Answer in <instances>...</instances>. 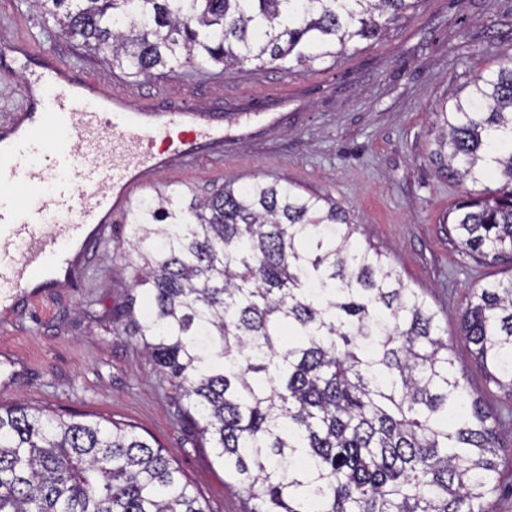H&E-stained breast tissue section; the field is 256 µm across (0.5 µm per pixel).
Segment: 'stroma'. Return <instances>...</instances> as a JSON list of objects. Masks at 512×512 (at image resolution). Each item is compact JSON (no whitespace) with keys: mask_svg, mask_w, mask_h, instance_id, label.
Instances as JSON below:
<instances>
[{"mask_svg":"<svg viewBox=\"0 0 512 512\" xmlns=\"http://www.w3.org/2000/svg\"><path fill=\"white\" fill-rule=\"evenodd\" d=\"M22 37L33 52H55L137 101L183 99L247 117L225 128L222 155L175 164L145 193L172 184L205 197L227 182L265 178L332 197L356 224V240L387 252L438 311L468 388L494 413L512 416V400L458 339L471 289L494 269L449 233L446 215L465 188L438 174L429 156L432 112L463 83L458 58L470 56L478 72L512 48V0H426L381 38L288 76L264 69L257 80L250 65L223 74L186 66L136 82L112 68L107 52L59 34L25 0H0V42ZM125 241V227L114 222L89 251L79 285L45 289L37 302L0 313V404L136 426L178 462L207 512H243L214 449L202 445L174 387L127 331L133 271L117 251Z\"/></svg>","mask_w":512,"mask_h":512,"instance_id":"obj_1","label":"stroma"}]
</instances>
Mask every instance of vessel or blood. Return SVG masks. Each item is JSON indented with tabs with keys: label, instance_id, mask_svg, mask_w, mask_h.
Returning <instances> with one entry per match:
<instances>
[{
	"label": "vessel or blood",
	"instance_id": "obj_1",
	"mask_svg": "<svg viewBox=\"0 0 512 512\" xmlns=\"http://www.w3.org/2000/svg\"><path fill=\"white\" fill-rule=\"evenodd\" d=\"M36 62L20 108L0 124V188L30 191L25 202L0 203V302L15 305L35 301L52 272L77 279L72 244L129 210L161 171L224 145L223 113L138 103L53 53ZM51 216L60 223L50 232Z\"/></svg>",
	"mask_w": 512,
	"mask_h": 512
}]
</instances>
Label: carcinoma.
Wrapping results in <instances>:
<instances>
[{
  "mask_svg": "<svg viewBox=\"0 0 512 512\" xmlns=\"http://www.w3.org/2000/svg\"><path fill=\"white\" fill-rule=\"evenodd\" d=\"M147 81L188 64L292 67L379 38L423 0H28ZM434 111L436 171L469 253L512 272V52ZM133 335L179 391L244 512H496L499 419L468 390L438 312L325 195L257 178L164 187L124 216ZM460 336L512 399V275L472 290ZM0 512H206L129 424L0 405Z\"/></svg>",
  "mask_w": 512,
  "mask_h": 512,
  "instance_id": "obj_1",
  "label": "carcinoma"
}]
</instances>
